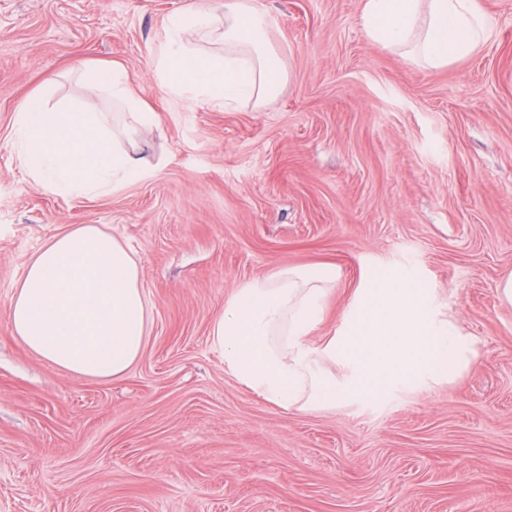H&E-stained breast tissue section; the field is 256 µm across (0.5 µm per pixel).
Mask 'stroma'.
Instances as JSON below:
<instances>
[{
    "instance_id": "stroma-1",
    "label": "stroma",
    "mask_w": 512,
    "mask_h": 512,
    "mask_svg": "<svg viewBox=\"0 0 512 512\" xmlns=\"http://www.w3.org/2000/svg\"><path fill=\"white\" fill-rule=\"evenodd\" d=\"M189 0H0V512H512V0L493 36L427 69L369 40L362 0H260L286 80L266 108L165 95L151 59ZM124 66L158 120L159 173L115 194L38 187L13 145L33 94L100 102ZM93 224L128 244L153 331L122 377L40 360L7 318L32 255ZM340 276L317 345L357 288L397 276L478 340L452 384L347 408L279 407L224 367L210 326L280 269Z\"/></svg>"
}]
</instances>
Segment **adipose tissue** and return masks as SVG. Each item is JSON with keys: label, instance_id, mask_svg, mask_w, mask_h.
Returning a JSON list of instances; mask_svg holds the SVG:
<instances>
[{"label": "adipose tissue", "instance_id": "adipose-tissue-1", "mask_svg": "<svg viewBox=\"0 0 512 512\" xmlns=\"http://www.w3.org/2000/svg\"><path fill=\"white\" fill-rule=\"evenodd\" d=\"M362 22L372 42L431 69L470 56L491 35L478 0H363ZM269 31L256 0H224L219 9L191 0L167 19L153 75L174 97L221 109L267 107L283 81ZM89 80L112 111L49 109L35 95L15 115L20 165L53 194H114L160 170L134 135L157 114L132 75L115 65L90 72ZM338 278L330 264L292 267L238 289L211 328L228 372L280 407L313 413L399 383H451L475 363V336L454 318L438 317L417 289L394 277L370 280L345 329L311 346L307 338ZM150 312L129 250L92 224L49 238L8 307L12 333L26 350L95 379L121 376L142 356ZM336 365L341 374H332Z\"/></svg>", "mask_w": 512, "mask_h": 512}]
</instances>
